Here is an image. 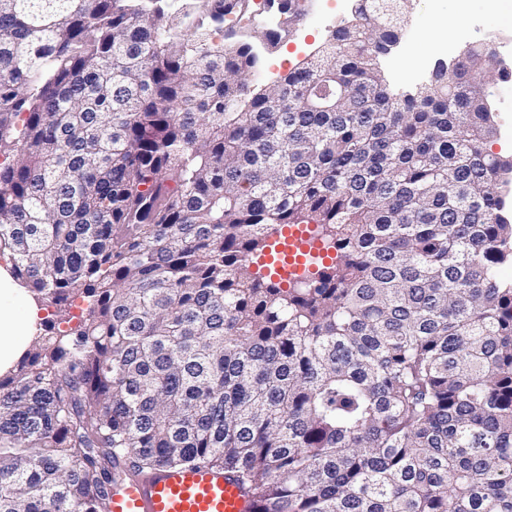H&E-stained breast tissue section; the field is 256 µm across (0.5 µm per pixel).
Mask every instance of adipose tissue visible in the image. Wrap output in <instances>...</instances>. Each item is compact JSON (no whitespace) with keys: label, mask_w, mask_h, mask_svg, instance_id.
Segmentation results:
<instances>
[{"label":"adipose tissue","mask_w":512,"mask_h":512,"mask_svg":"<svg viewBox=\"0 0 512 512\" xmlns=\"http://www.w3.org/2000/svg\"><path fill=\"white\" fill-rule=\"evenodd\" d=\"M38 307L0 267V371L15 364L31 343Z\"/></svg>","instance_id":"1"}]
</instances>
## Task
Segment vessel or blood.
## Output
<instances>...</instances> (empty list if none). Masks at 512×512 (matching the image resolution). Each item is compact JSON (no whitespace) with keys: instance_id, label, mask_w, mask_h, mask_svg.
I'll list each match as a JSON object with an SVG mask.
<instances>
[{"instance_id":"b4317fda","label":"vessel or blood","mask_w":512,"mask_h":512,"mask_svg":"<svg viewBox=\"0 0 512 512\" xmlns=\"http://www.w3.org/2000/svg\"><path fill=\"white\" fill-rule=\"evenodd\" d=\"M256 25L264 36L280 38L287 27L304 17L288 0H259ZM320 242L292 226L274 235L265 263L272 265L275 280L302 274L309 258L323 256ZM110 512H254L250 497L224 471L209 466L175 467L140 474L128 470L126 461L116 464Z\"/></svg>"}]
</instances>
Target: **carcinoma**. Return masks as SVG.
I'll use <instances>...</instances> for the list:
<instances>
[{
	"mask_svg": "<svg viewBox=\"0 0 512 512\" xmlns=\"http://www.w3.org/2000/svg\"><path fill=\"white\" fill-rule=\"evenodd\" d=\"M407 3L254 94L197 0H0V256L87 303L0 376V512H109L119 458L255 512H512L502 68L390 93ZM292 224L335 257L284 288L253 264ZM485 91L488 94V99L495 109V120L498 125L499 133L497 137L487 144V148L494 154L501 156L512 155V141H511V126H512V112H499L494 107V102L499 100L498 81L488 82L485 85Z\"/></svg>",
	"mask_w": 512,
	"mask_h": 512,
	"instance_id": "1",
	"label": "carcinoma"
}]
</instances>
